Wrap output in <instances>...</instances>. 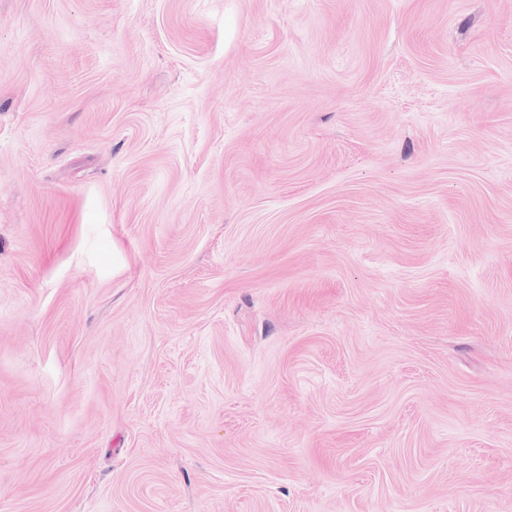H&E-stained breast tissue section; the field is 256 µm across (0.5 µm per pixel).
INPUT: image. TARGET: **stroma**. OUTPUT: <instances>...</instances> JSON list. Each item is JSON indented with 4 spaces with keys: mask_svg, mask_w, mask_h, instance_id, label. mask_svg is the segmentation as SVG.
Wrapping results in <instances>:
<instances>
[{
    "mask_svg": "<svg viewBox=\"0 0 512 512\" xmlns=\"http://www.w3.org/2000/svg\"><path fill=\"white\" fill-rule=\"evenodd\" d=\"M0 512H512V0H0Z\"/></svg>",
    "mask_w": 512,
    "mask_h": 512,
    "instance_id": "obj_1",
    "label": "stroma"
}]
</instances>
